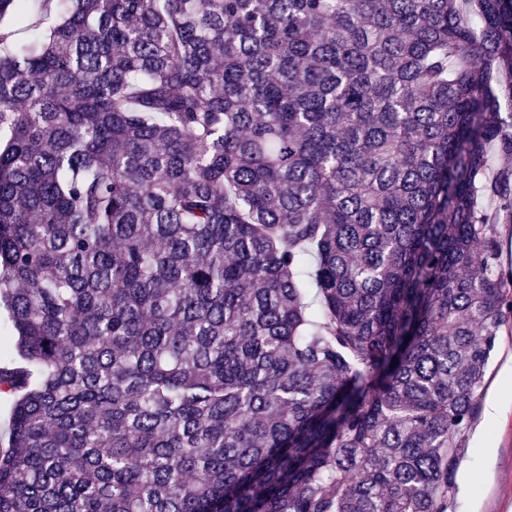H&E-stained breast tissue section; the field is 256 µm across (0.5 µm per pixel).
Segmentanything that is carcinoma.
Segmentation results:
<instances>
[{
    "mask_svg": "<svg viewBox=\"0 0 512 512\" xmlns=\"http://www.w3.org/2000/svg\"><path fill=\"white\" fill-rule=\"evenodd\" d=\"M49 2L0 0V512H448L512 0Z\"/></svg>",
    "mask_w": 512,
    "mask_h": 512,
    "instance_id": "obj_1",
    "label": "carcinoma"
}]
</instances>
